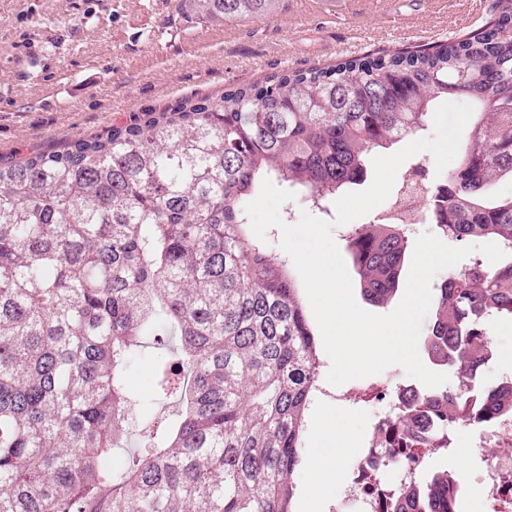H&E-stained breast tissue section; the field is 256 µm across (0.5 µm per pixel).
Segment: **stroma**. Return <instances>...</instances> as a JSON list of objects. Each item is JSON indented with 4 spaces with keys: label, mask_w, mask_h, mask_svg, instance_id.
Returning <instances> with one entry per match:
<instances>
[{
    "label": "stroma",
    "mask_w": 512,
    "mask_h": 512,
    "mask_svg": "<svg viewBox=\"0 0 512 512\" xmlns=\"http://www.w3.org/2000/svg\"><path fill=\"white\" fill-rule=\"evenodd\" d=\"M497 0H283L278 13L206 24L179 0H0V161L105 134L130 117L220 96L278 72L378 50L426 45L478 30ZM492 385L512 373V325L492 323ZM338 442L303 440L293 512H309L307 463L321 460L318 512H336L348 463L377 409L339 406Z\"/></svg>",
    "instance_id": "obj_1"
}]
</instances>
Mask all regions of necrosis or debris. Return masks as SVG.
<instances>
[{
  "mask_svg": "<svg viewBox=\"0 0 512 512\" xmlns=\"http://www.w3.org/2000/svg\"><path fill=\"white\" fill-rule=\"evenodd\" d=\"M321 395L350 407L363 401L384 405L370 437L350 463V477L341 499L356 503L357 512H394L396 493L415 483L427 464L426 449L399 425L405 398L389 378L365 392L350 387L337 392L325 389ZM463 430L471 434V451L486 455L488 462L471 473H457L458 483L469 496L484 503L485 512H512V418H484L482 400L476 394L450 433L455 436Z\"/></svg>",
  "mask_w": 512,
  "mask_h": 512,
  "instance_id": "4bbe7bcc",
  "label": "necrosis or debris"
}]
</instances>
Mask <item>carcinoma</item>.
Wrapping results in <instances>:
<instances>
[{
	"mask_svg": "<svg viewBox=\"0 0 512 512\" xmlns=\"http://www.w3.org/2000/svg\"><path fill=\"white\" fill-rule=\"evenodd\" d=\"M280 2L180 0L207 23ZM498 13L462 40L272 75L0 163V512H292L319 358L296 282L245 207L265 178L318 207L440 100H462L474 120L423 209L455 242L511 243L512 195H488L512 180V0ZM347 247L366 300L392 299L400 225L364 224ZM488 318L512 322V261L437 289L424 347L459 381L424 396L450 424L495 356ZM169 336L147 400L177 410L138 419L129 369ZM457 504L438 472L396 512Z\"/></svg>",
	"mask_w": 512,
	"mask_h": 512,
	"instance_id": "1",
	"label": "carcinoma"
}]
</instances>
